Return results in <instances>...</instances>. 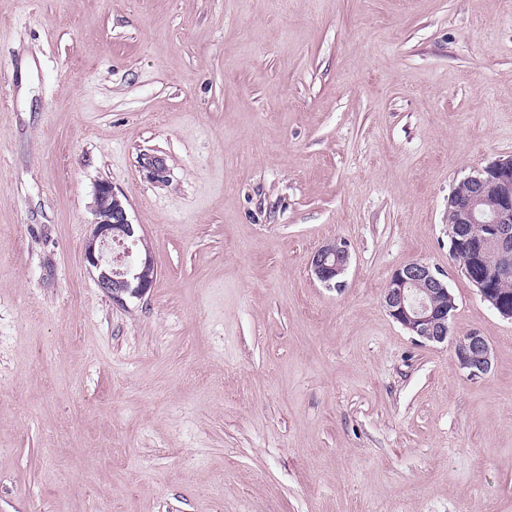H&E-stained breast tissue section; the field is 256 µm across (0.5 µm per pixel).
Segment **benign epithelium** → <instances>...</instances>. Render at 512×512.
<instances>
[{
  "mask_svg": "<svg viewBox=\"0 0 512 512\" xmlns=\"http://www.w3.org/2000/svg\"><path fill=\"white\" fill-rule=\"evenodd\" d=\"M475 182L478 194L448 197L449 253L456 271L467 278L502 317L512 320V302L502 298L495 288L499 280L512 278V157L496 159L468 176ZM498 197L499 204L487 216H478L479 197ZM94 229L85 246L88 268L97 274L99 288L118 302L144 297L152 283L145 278L153 265L151 253H133L129 240L138 241L143 234L130 222L127 211L112 190V184L101 181L94 195ZM462 224H476L470 234L460 230ZM493 254L495 264L488 273H477L474 262L466 263L459 253ZM350 263V253L342 241L330 240L315 251L310 269L326 288L341 289L343 276ZM389 315L423 343H444L450 335L449 318L456 308L455 298L442 273L425 262L415 261L397 268L383 294ZM459 366L477 377L490 371L491 347L478 332L453 341Z\"/></svg>",
  "mask_w": 512,
  "mask_h": 512,
  "instance_id": "7a95c632",
  "label": "benign epithelium"
}]
</instances>
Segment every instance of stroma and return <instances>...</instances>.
Wrapping results in <instances>:
<instances>
[{
	"instance_id": "obj_1",
	"label": "stroma",
	"mask_w": 512,
	"mask_h": 512,
	"mask_svg": "<svg viewBox=\"0 0 512 512\" xmlns=\"http://www.w3.org/2000/svg\"><path fill=\"white\" fill-rule=\"evenodd\" d=\"M1 87L0 512H512V321L448 252L512 156L505 0H0ZM103 180L157 269L123 304ZM413 261L487 374L387 313ZM94 216V229L86 243L84 255L88 268L97 274L99 288L112 300L121 303L126 298L144 297L152 286L144 272L147 267L154 265L153 258L149 251L133 254L127 247L136 249L140 244V251H145L147 243L139 241L137 246L131 243L126 245L131 239L136 244L143 234L128 219L124 205L108 181H100L96 186ZM112 243L122 249L115 252L113 247L112 254ZM349 263L350 253L346 244L330 240L315 251L310 260V269L325 288L341 290L345 286L343 276ZM454 355L459 366L470 376L486 374L492 366L491 347L480 333L471 332L453 341Z\"/></svg>"
}]
</instances>
